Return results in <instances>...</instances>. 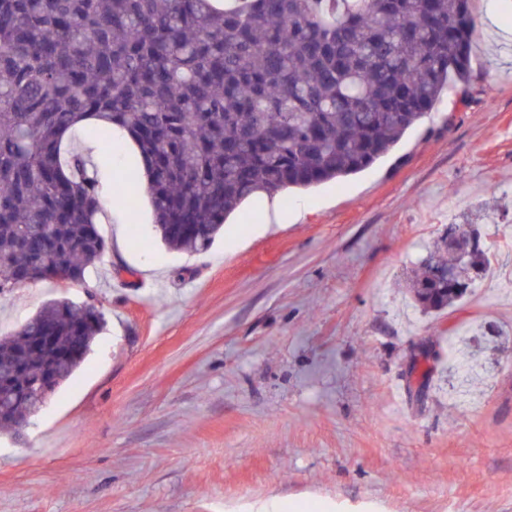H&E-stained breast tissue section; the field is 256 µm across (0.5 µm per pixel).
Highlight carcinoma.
<instances>
[{
    "instance_id": "obj_1",
    "label": "carcinoma",
    "mask_w": 512,
    "mask_h": 512,
    "mask_svg": "<svg viewBox=\"0 0 512 512\" xmlns=\"http://www.w3.org/2000/svg\"><path fill=\"white\" fill-rule=\"evenodd\" d=\"M470 0H0V294L84 281L105 257L99 163L118 129L142 157L160 240L207 251L257 194L357 174L387 155L471 61ZM447 239L408 288L426 312L466 295L435 267L486 274ZM103 313L49 303L0 339V429L32 416L92 351ZM49 330L51 346L33 337Z\"/></svg>"
}]
</instances>
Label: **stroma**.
I'll list each match as a JSON object with an SVG mask.
<instances>
[{
  "label": "stroma",
  "mask_w": 512,
  "mask_h": 512,
  "mask_svg": "<svg viewBox=\"0 0 512 512\" xmlns=\"http://www.w3.org/2000/svg\"><path fill=\"white\" fill-rule=\"evenodd\" d=\"M471 70L389 155L261 194L204 253L168 249L148 205L104 217L80 283L0 294V334L49 302L105 319L82 367L0 435V512H512V0H472ZM105 192L134 191L113 139ZM494 273L442 313L405 283L451 223ZM434 354L423 384L409 371Z\"/></svg>",
  "instance_id": "stroma-1"
}]
</instances>
